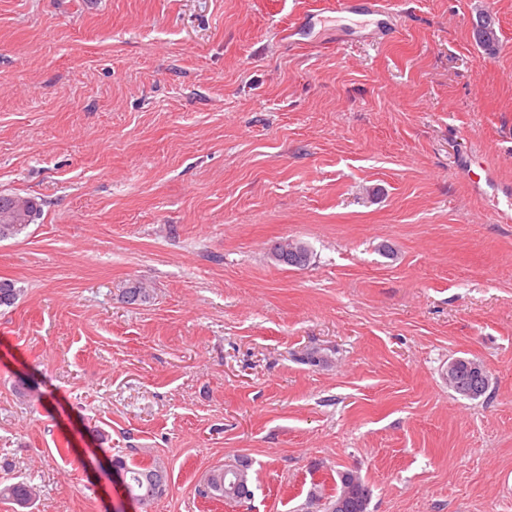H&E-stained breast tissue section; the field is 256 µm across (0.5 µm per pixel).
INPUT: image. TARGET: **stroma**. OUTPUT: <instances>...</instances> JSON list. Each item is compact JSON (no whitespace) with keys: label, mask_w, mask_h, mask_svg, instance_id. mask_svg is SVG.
<instances>
[{"label":"stroma","mask_w":512,"mask_h":512,"mask_svg":"<svg viewBox=\"0 0 512 512\" xmlns=\"http://www.w3.org/2000/svg\"><path fill=\"white\" fill-rule=\"evenodd\" d=\"M388 2L391 38L336 0H0V194L43 210L0 241V480L36 490L0 512H143L117 457L165 463L152 512L351 469L369 512H512V0ZM235 457L251 499L203 498ZM480 12L477 16L473 36L477 44L487 55H495L499 50V37L496 29V19ZM490 17V21L487 18ZM271 258L278 264L303 269L309 266L312 251L303 241H285L275 243L270 249ZM490 382L485 366L474 359L459 356L448 363V386L464 398L479 399L488 391Z\"/></svg>","instance_id":"obj_1"}]
</instances>
